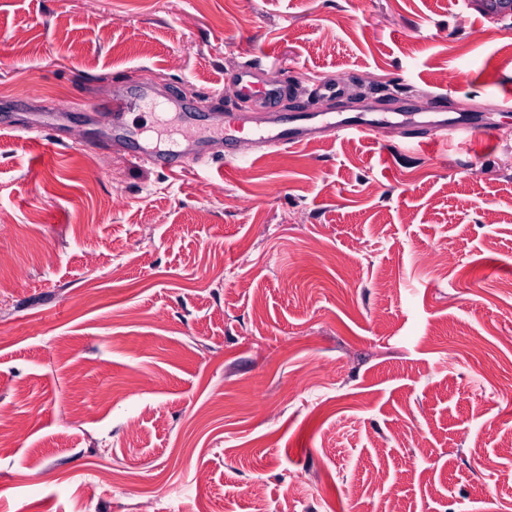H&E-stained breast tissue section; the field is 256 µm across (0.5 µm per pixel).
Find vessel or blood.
Listing matches in <instances>:
<instances>
[{
	"mask_svg": "<svg viewBox=\"0 0 512 512\" xmlns=\"http://www.w3.org/2000/svg\"><path fill=\"white\" fill-rule=\"evenodd\" d=\"M239 93L249 103L254 104L251 112H234L228 119L238 126L252 127L261 146L269 149H285L310 142L328 133H345L369 137L377 133L380 122L367 118L363 113L333 115L327 112L299 111L282 115L279 102L282 95L280 86L260 76L252 65H244L238 78ZM395 116L412 122L415 128H427V135L414 136L415 148L425 149L447 141H470L477 132L487 131L488 126L481 115L448 116L436 112L429 118L416 120L406 106L399 105L393 110ZM183 144L159 151L143 145L129 149L125 160L130 167L139 168L152 164L160 168L183 170L185 163L207 166L215 159L211 147L198 145L192 130H184Z\"/></svg>",
	"mask_w": 512,
	"mask_h": 512,
	"instance_id": "obj_1",
	"label": "vessel or blood"
}]
</instances>
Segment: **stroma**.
<instances>
[{"label":"stroma","instance_id":"obj_1","mask_svg":"<svg viewBox=\"0 0 512 512\" xmlns=\"http://www.w3.org/2000/svg\"><path fill=\"white\" fill-rule=\"evenodd\" d=\"M248 61L286 113L404 99L495 135L181 173L109 146L144 82L188 106L142 100L144 138L211 140ZM506 89L512 18L479 0H0V512H248L257 484L270 512H512Z\"/></svg>","mask_w":512,"mask_h":512}]
</instances>
